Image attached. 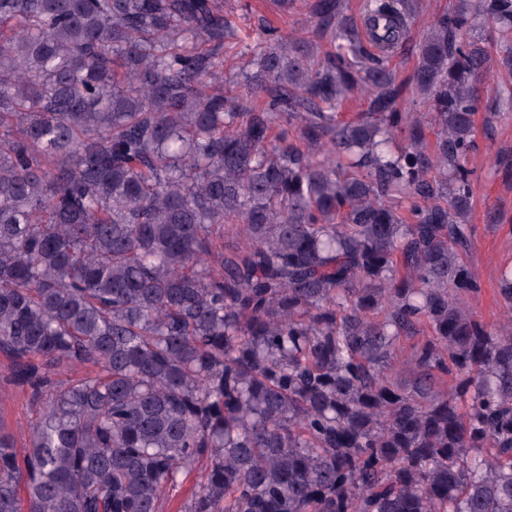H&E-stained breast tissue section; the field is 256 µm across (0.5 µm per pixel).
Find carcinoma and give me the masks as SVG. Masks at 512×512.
<instances>
[{"label": "carcinoma", "instance_id": "cac0c4a2", "mask_svg": "<svg viewBox=\"0 0 512 512\" xmlns=\"http://www.w3.org/2000/svg\"><path fill=\"white\" fill-rule=\"evenodd\" d=\"M418 9L313 0L311 39L0 0V353L38 406L23 447L0 427V512H162L195 468L179 512H512V321L465 261L512 0H452L402 79ZM200 480L201 478L196 472L188 475L176 490L170 491L164 512H177L182 504L191 498Z\"/></svg>", "mask_w": 512, "mask_h": 512}]
</instances>
